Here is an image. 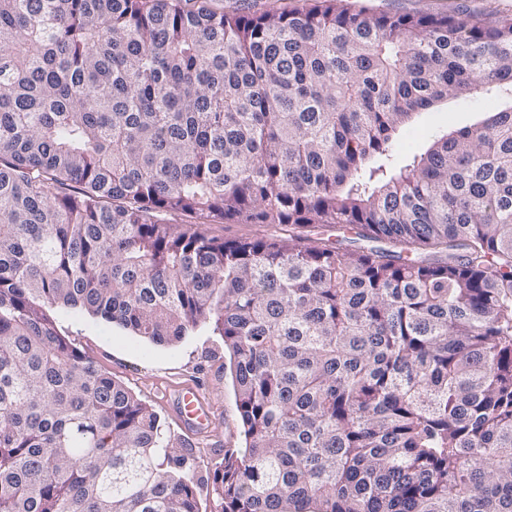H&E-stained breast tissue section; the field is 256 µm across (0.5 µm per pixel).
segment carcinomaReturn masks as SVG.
I'll list each match as a JSON object with an SVG mask.
<instances>
[{"mask_svg":"<svg viewBox=\"0 0 512 512\" xmlns=\"http://www.w3.org/2000/svg\"><path fill=\"white\" fill-rule=\"evenodd\" d=\"M480 90L512 92V16L0 0V512H197L57 307L222 337L221 512H512V107L391 165ZM490 96V103L473 96H463L418 112L399 133L394 150L395 162L399 166L405 165L413 155L423 154L434 141L449 132L476 123L487 115L486 112H497L510 106L507 102L510 95ZM201 229L224 240L253 238L267 233L263 224H202Z\"/></svg>","mask_w":512,"mask_h":512,"instance_id":"cac0c4a2","label":"carcinoma"}]
</instances>
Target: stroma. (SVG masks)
<instances>
[{
	"mask_svg": "<svg viewBox=\"0 0 512 512\" xmlns=\"http://www.w3.org/2000/svg\"><path fill=\"white\" fill-rule=\"evenodd\" d=\"M357 7L373 13L452 16L469 11L485 16H512V0H356ZM508 98L473 96L454 98L418 112L399 134L395 161L405 165L423 154L449 132L472 125L486 113L506 107ZM59 330L98 367L126 386L160 416L164 429L177 444L189 448L187 465L199 482L198 512H219L220 500L212 477L224 464V452L243 445V433L233 388V364L220 337L201 328L172 345H156L118 325L81 311H53ZM199 385L214 405L217 430L209 438L188 434L164 400L165 389L184 383Z\"/></svg>",
	"mask_w": 512,
	"mask_h": 512,
	"instance_id": "obj_1",
	"label": "stroma"
}]
</instances>
